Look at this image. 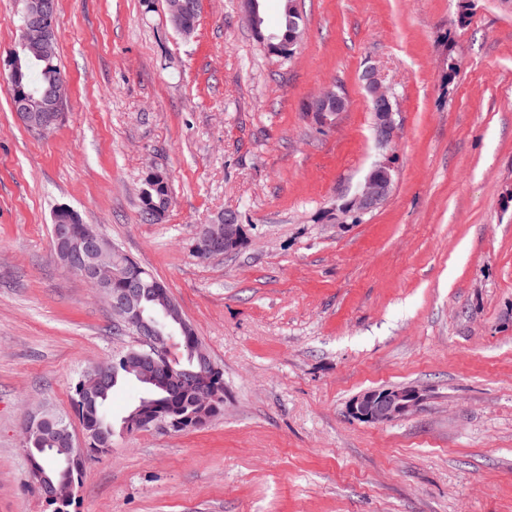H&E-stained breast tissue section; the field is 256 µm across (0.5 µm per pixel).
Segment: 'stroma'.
<instances>
[{"instance_id": "stroma-1", "label": "stroma", "mask_w": 512, "mask_h": 512, "mask_svg": "<svg viewBox=\"0 0 512 512\" xmlns=\"http://www.w3.org/2000/svg\"><path fill=\"white\" fill-rule=\"evenodd\" d=\"M289 61L240 0H200L194 33L165 0H59L61 119L27 130L0 83V512H51L21 427L74 416L87 368L136 345L55 259L68 205L164 280L224 372L202 429L118 433L71 512H512V0H299ZM396 92L376 145L361 75ZM341 87L323 127L305 104ZM386 201L337 223L372 164ZM165 173L170 205L143 221ZM234 210L245 241L202 259V225ZM410 388L376 425L349 406ZM418 396L408 388L369 390L350 405V414L363 422L384 424L400 418L416 405Z\"/></svg>"}]
</instances>
